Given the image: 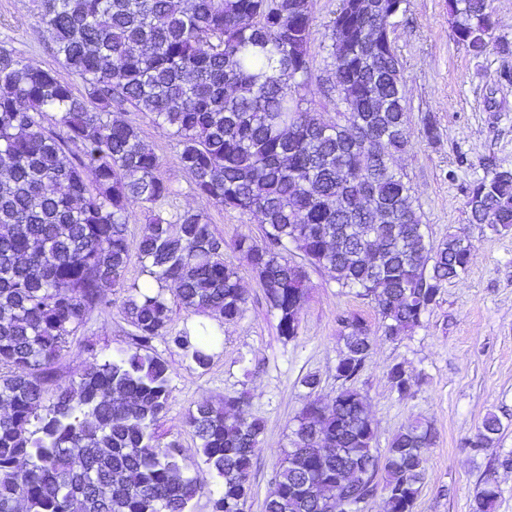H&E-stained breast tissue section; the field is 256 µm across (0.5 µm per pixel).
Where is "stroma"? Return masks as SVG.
Here are the masks:
<instances>
[{"label":"stroma","instance_id":"1","mask_svg":"<svg viewBox=\"0 0 512 512\" xmlns=\"http://www.w3.org/2000/svg\"><path fill=\"white\" fill-rule=\"evenodd\" d=\"M338 4L313 0L312 6L307 100L326 121L335 120L339 108L337 98L324 95L334 80L328 35ZM391 39L403 65L410 141L396 166L411 184L429 238L438 243L451 233L468 234L471 263L465 274L443 284L436 305L411 336L393 341L376 329L356 385L367 397L378 450H385L411 419H425L435 430L415 512H470L488 459L465 443L487 414L502 423L498 450L512 451V231L496 233L488 225L470 223L465 197L466 186L483 176L488 163L512 166V55H501L492 46L476 57L458 46L448 0H407ZM1 46L37 67L57 64L49 35L38 22L37 0H0ZM119 118L137 125L144 143L160 158V177L177 191L174 207L204 212L223 236L224 260L237 268L247 297L246 310L235 322L173 304L167 335L152 342L154 354L169 367L170 388L169 409L156 433L161 443L178 444L186 475L203 488L193 512H212L220 480L204 464L186 418L198 402L220 403L245 394L249 412L265 425L245 512H264L279 460L290 446L294 417L312 400L331 404L340 387V317L356 314L376 328L377 309L371 300L342 291L326 270L312 268L298 333L288 340L279 336L277 315L255 272L233 248L239 237L260 238V219L202 200L179 165L174 137L149 115L128 111ZM428 121L437 126L438 141L424 136ZM201 323L214 339L204 368L171 342L172 336ZM134 335L119 304L95 309L62 351L46 384L47 397L78 381L94 364L133 349ZM397 363L415 381L405 396L387 376ZM308 374L320 381L312 393L300 384Z\"/></svg>","mask_w":512,"mask_h":512}]
</instances>
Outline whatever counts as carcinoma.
Here are the masks:
<instances>
[{"label":"carcinoma","mask_w":512,"mask_h":512,"mask_svg":"<svg viewBox=\"0 0 512 512\" xmlns=\"http://www.w3.org/2000/svg\"><path fill=\"white\" fill-rule=\"evenodd\" d=\"M493 0H448L457 44L473 55L492 43ZM340 0L329 34L341 110L333 123L304 107L309 78L311 0H38V20L57 70L0 48V512H191L200 493L182 472L175 445L154 426L169 406L166 363L149 352L167 333L168 282L186 309L240 319L247 297L224 238L201 211L161 209L176 195L158 175L160 158L136 126L112 119L129 108L166 127L197 195L261 217L263 237L234 249L256 273L279 334L297 335L307 273L294 251L342 289L378 308L379 328L400 340L423 323L443 283L469 266L457 233L435 245L419 205L394 167L406 152L403 66L370 3ZM489 163L466 188L469 223L512 230V175ZM138 202L150 233L137 247L143 282H127L129 208ZM120 289L137 347L87 370L44 402V379L98 305ZM342 381L333 403L317 401L294 419L265 512H336V503L372 497L385 472L387 512H414L434 430L414 419L384 455L366 396L353 386L372 347L366 321L341 319ZM172 342L200 367L211 334L201 327ZM401 396L414 386L389 369ZM242 396L188 415L203 462L222 480L213 512H242L264 434ZM500 419L488 414L468 439L495 447ZM471 512H491L499 488L490 473L512 454L490 458Z\"/></svg>","instance_id":"carcinoma-1"}]
</instances>
